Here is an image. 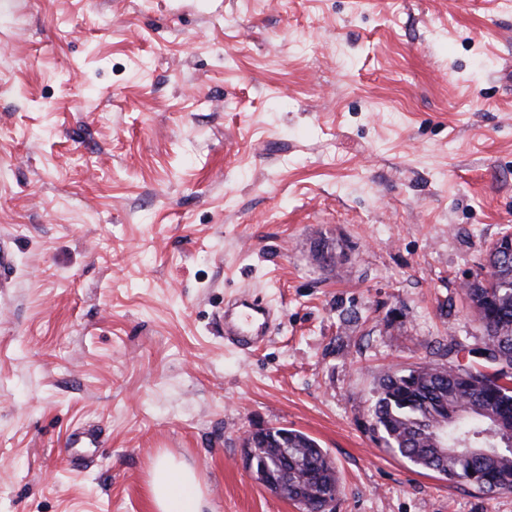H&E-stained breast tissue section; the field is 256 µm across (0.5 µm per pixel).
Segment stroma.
Wrapping results in <instances>:
<instances>
[{"mask_svg": "<svg viewBox=\"0 0 512 512\" xmlns=\"http://www.w3.org/2000/svg\"><path fill=\"white\" fill-rule=\"evenodd\" d=\"M507 233L502 0H0V512H153L163 457L205 512H297L253 425L318 442L334 512H512L369 430L386 372L483 346ZM234 296L275 309L248 353Z\"/></svg>", "mask_w": 512, "mask_h": 512, "instance_id": "1", "label": "stroma"}]
</instances>
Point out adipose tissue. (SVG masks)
<instances>
[{
	"label": "adipose tissue",
	"mask_w": 512,
	"mask_h": 512,
	"mask_svg": "<svg viewBox=\"0 0 512 512\" xmlns=\"http://www.w3.org/2000/svg\"><path fill=\"white\" fill-rule=\"evenodd\" d=\"M148 491L155 512H203V496L194 473L172 460L152 467Z\"/></svg>",
	"instance_id": "adipose-tissue-1"
}]
</instances>
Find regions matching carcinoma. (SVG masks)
Wrapping results in <instances>:
<instances>
[{"label":"carcinoma","instance_id":"obj_1","mask_svg":"<svg viewBox=\"0 0 512 512\" xmlns=\"http://www.w3.org/2000/svg\"><path fill=\"white\" fill-rule=\"evenodd\" d=\"M496 270L491 280L472 283L466 297L485 331L482 353L496 361L482 367L455 361L459 345H448L446 364L385 374L371 413L376 440L417 466L452 481L512 491V388L497 383L498 368L512 367V255L496 249L489 254ZM448 420L444 440L457 452L440 456L430 442L432 428ZM278 434L253 440L252 460L257 478L269 474L285 484L284 498L304 512H320L326 498L339 489V477L326 451L307 434L288 430V473L275 457ZM485 448L478 456L466 448Z\"/></svg>","mask_w":512,"mask_h":512}]
</instances>
